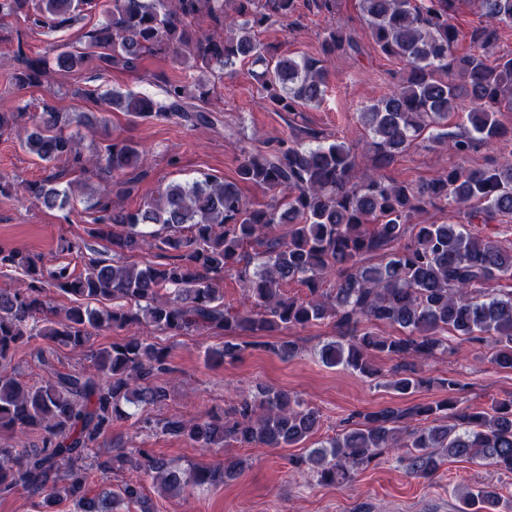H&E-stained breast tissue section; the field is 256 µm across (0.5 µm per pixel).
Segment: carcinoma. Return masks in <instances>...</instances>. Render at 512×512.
I'll use <instances>...</instances> for the list:
<instances>
[{"label": "carcinoma", "mask_w": 512, "mask_h": 512, "mask_svg": "<svg viewBox=\"0 0 512 512\" xmlns=\"http://www.w3.org/2000/svg\"><path fill=\"white\" fill-rule=\"evenodd\" d=\"M99 0H0V25L21 19L30 29L60 31ZM379 51L407 64L402 83L360 112L370 165L343 141L326 142L312 130L264 152L240 146L238 181L272 193L269 202L245 201L237 184L205 177L172 182L132 210L114 199L131 192L127 175L136 170L139 145L111 140L83 155L68 132L72 115L48 100L23 127L21 146L55 165L73 162L97 177L100 190L88 235L112 250L138 251L154 239L160 262L142 265L89 259L78 263L0 247V273L20 276L19 287L0 291V361L42 340L83 354L85 368L61 371L37 347L35 356L50 373L41 383L0 373V433L16 436L0 446V494L23 490L41 498L42 508L71 502L77 512H111L117 500L143 499L140 480L88 496L97 469L135 471L170 491H181V473L162 458L138 448L94 464L88 451L112 433L127 404L155 406L168 398L159 379L171 373L169 351L132 336L95 347L100 331L141 324L168 336L212 333L224 345L210 352L223 362L239 358L231 334L277 336L329 320L341 339L325 344L321 359L363 377L380 375L378 355L393 361L386 385L406 397L427 380L421 362L448 348V335L489 342L491 362L512 369V291L494 285L512 280V249L467 231L466 225L512 217V162L480 168L455 165L426 182L383 174L423 134L457 157L476 144L512 140L499 115L512 112V53L496 56L499 25H512V0H359ZM474 7L487 24L469 34V50L456 52L461 31L454 24L464 7ZM297 0H112L107 20L88 35L87 49L66 43L54 56L31 57L17 47L14 85L51 84L87 66L96 77L132 72L143 59L163 53L172 62L201 63L197 94L180 79L166 81L161 99L108 89L103 104L136 118H173L194 127L215 123L199 102L214 89L210 76L248 60L265 98L277 112H300L324 101L328 75L320 58L272 54L258 30L274 23L297 24ZM210 29L202 28L203 22ZM357 47L353 36L328 29L324 54ZM463 112L467 126L448 132V113ZM26 112H0V134L19 127ZM48 209H62L71 182L48 188L42 181L21 188L0 176V194ZM448 210V222L414 224L429 208ZM290 225L288 235L275 228ZM378 264H371L373 256ZM238 275L244 308L224 305V278ZM335 278L330 291L320 288ZM291 281L308 290L284 293ZM57 292L70 299L60 307ZM401 329L379 336L373 327ZM265 347L282 359L298 348L285 338ZM448 396L404 408L352 414L356 421L308 450L297 464L322 485L348 484L380 455L405 449L407 472L427 479L447 458L493 466L512 474V396L490 408L462 405L464 386L453 376L439 379ZM319 411L288 391L258 386L222 411L185 419L172 416L161 433L217 454L231 443L267 448L294 447L320 428ZM242 461L219 460L193 470L195 486L236 478ZM498 493L486 485L459 494L458 512H500Z\"/></svg>", "instance_id": "1"}]
</instances>
